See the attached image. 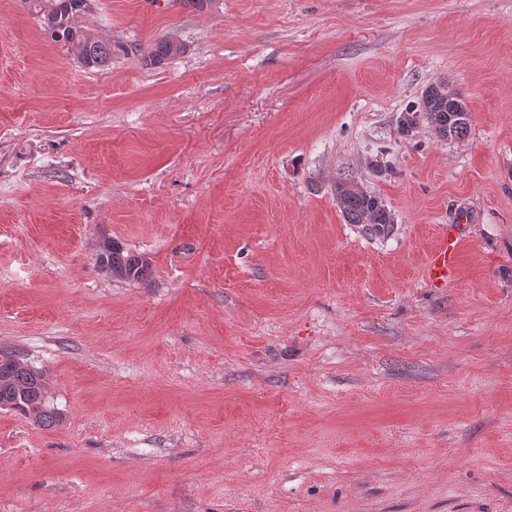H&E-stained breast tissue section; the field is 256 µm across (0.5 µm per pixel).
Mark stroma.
<instances>
[{
    "instance_id": "1",
    "label": "stroma",
    "mask_w": 512,
    "mask_h": 512,
    "mask_svg": "<svg viewBox=\"0 0 512 512\" xmlns=\"http://www.w3.org/2000/svg\"><path fill=\"white\" fill-rule=\"evenodd\" d=\"M0 0V512H512V0ZM184 54L157 67L156 37ZM461 139L400 131L422 92ZM377 195L385 237L335 181ZM465 224L456 277L423 266ZM112 239L150 263L99 270ZM40 25L52 42L85 69L105 70L112 57L125 55L122 44L102 39L85 26L93 0H31ZM184 52L185 46L182 43L169 36H163L155 41L152 50L143 57L142 63L144 66L157 67ZM453 101L448 98V86L446 85H432L422 93L419 110L421 118L440 138L461 139L468 132L470 115L466 102L460 97L459 101L466 107L468 116L463 119V122H457L460 118L458 113L461 112V108L459 107L456 112ZM342 216L349 224H367L370 234L386 236L394 224L391 211L375 195L367 191L336 193ZM12 356L0 355V409L13 410L43 428L58 425L63 418L46 401L42 374Z\"/></svg>"
}]
</instances>
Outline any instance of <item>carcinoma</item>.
Listing matches in <instances>:
<instances>
[{
  "mask_svg": "<svg viewBox=\"0 0 512 512\" xmlns=\"http://www.w3.org/2000/svg\"><path fill=\"white\" fill-rule=\"evenodd\" d=\"M40 25L52 42L66 50L85 69L105 70L112 57L126 54L125 47L110 39H102L85 26L84 18L92 10L93 0H32ZM185 52L179 41L163 36L143 57V65L157 67ZM419 113L422 120L440 138L461 139L466 136L470 117L459 121L448 86L432 85L421 96ZM342 216L348 224H364L370 234L386 236L393 218L383 202L367 191H348L336 195ZM96 266L114 278L141 281L150 264L115 241L102 242L95 255ZM0 409L13 410L47 428L58 425L62 415L50 407L44 394L42 374L18 364L10 355H0Z\"/></svg>",
  "mask_w": 512,
  "mask_h": 512,
  "instance_id": "cac0c4a2",
  "label": "carcinoma"
}]
</instances>
